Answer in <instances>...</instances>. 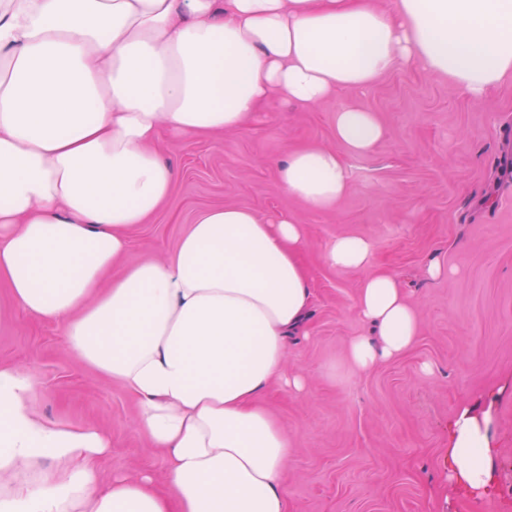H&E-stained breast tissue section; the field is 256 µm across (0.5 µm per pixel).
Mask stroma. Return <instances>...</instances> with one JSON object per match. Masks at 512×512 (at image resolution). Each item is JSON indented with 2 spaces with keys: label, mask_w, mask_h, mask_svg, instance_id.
Instances as JSON below:
<instances>
[{
  "label": "stroma",
  "mask_w": 512,
  "mask_h": 512,
  "mask_svg": "<svg viewBox=\"0 0 512 512\" xmlns=\"http://www.w3.org/2000/svg\"><path fill=\"white\" fill-rule=\"evenodd\" d=\"M345 101L374 112L386 135L371 154L347 157V195L315 210L288 195L273 163L335 146L331 118ZM160 148L179 178L135 231L128 262L168 256L198 213L216 206L286 211L307 228L309 333L289 337L285 361L306 389L275 383L259 396L293 448L288 512H499L512 499V82L474 102L406 66L368 90L310 109L276 105L241 131ZM347 234L373 241L372 268L399 275L420 321L410 351L366 372L346 364L349 340L369 332L354 312L363 274L323 259L328 241ZM435 256L453 276L424 278ZM0 361L36 377L47 419L111 430L105 478L162 479L165 455L139 425L137 403L76 358L60 323L30 318L2 284ZM490 394L495 479L475 495L449 483V427Z\"/></svg>",
  "instance_id": "stroma-1"
}]
</instances>
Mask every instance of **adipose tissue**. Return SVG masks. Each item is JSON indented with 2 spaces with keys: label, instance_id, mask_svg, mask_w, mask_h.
I'll return each mask as SVG.
<instances>
[{
  "label": "adipose tissue",
  "instance_id": "adipose-tissue-1",
  "mask_svg": "<svg viewBox=\"0 0 512 512\" xmlns=\"http://www.w3.org/2000/svg\"><path fill=\"white\" fill-rule=\"evenodd\" d=\"M408 65L480 100L512 79V0H0V283L31 318L63 324L167 452L164 488L147 474L103 484L111 434L41 417L33 379L0 362V512H288L290 443L257 397L275 381L304 389L284 370L311 302L304 224L212 207L165 259L124 258L178 179L162 135L236 132L271 103L311 108ZM332 127L336 147L277 166L317 210L347 194L346 156L386 134L350 102ZM373 252L358 235L324 252L365 273L355 312L378 338L350 340L355 371L419 334L400 279L367 272ZM489 425L477 408L458 414L452 484L492 483ZM42 459L53 468L34 471Z\"/></svg>",
  "mask_w": 512,
  "mask_h": 512
}]
</instances>
